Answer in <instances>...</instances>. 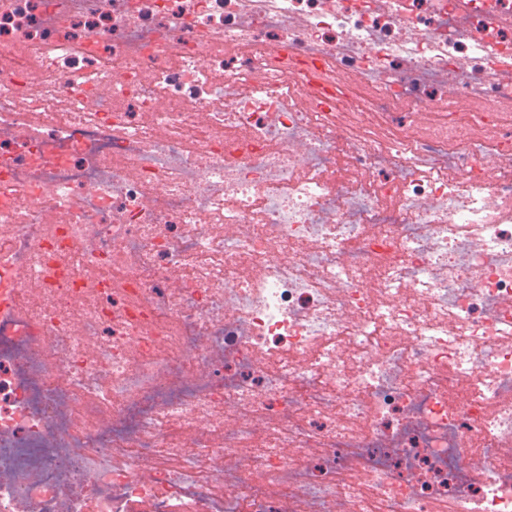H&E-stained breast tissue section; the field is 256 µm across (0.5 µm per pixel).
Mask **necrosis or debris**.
<instances>
[{"label":"necrosis or debris","mask_w":512,"mask_h":512,"mask_svg":"<svg viewBox=\"0 0 512 512\" xmlns=\"http://www.w3.org/2000/svg\"><path fill=\"white\" fill-rule=\"evenodd\" d=\"M1 238L0 512H512V0H0Z\"/></svg>","instance_id":"1"}]
</instances>
